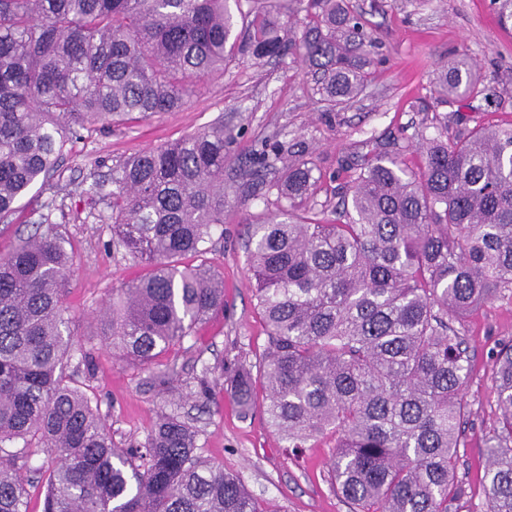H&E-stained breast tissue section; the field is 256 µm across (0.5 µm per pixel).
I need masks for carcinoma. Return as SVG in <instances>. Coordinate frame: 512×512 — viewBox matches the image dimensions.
I'll use <instances>...</instances> for the list:
<instances>
[{"label":"carcinoma","instance_id":"obj_1","mask_svg":"<svg viewBox=\"0 0 512 512\" xmlns=\"http://www.w3.org/2000/svg\"><path fill=\"white\" fill-rule=\"evenodd\" d=\"M303 11L299 33L284 0H0V223L54 177L64 131L172 112L239 56L290 52L322 74L329 105L356 98L374 38L345 0H306ZM434 87L462 100L483 93L466 59L439 69ZM447 132L417 134L418 171L398 150L375 153L347 182L339 224L293 217L316 178L311 160L292 157L282 183L268 184L289 208L248 231L268 329V421L289 448L334 436L328 474L352 512H448L464 494L463 325L474 306L512 292V125ZM230 140L218 121L113 165L112 189L95 181L87 191L111 210L125 257L150 266L101 317L124 360L151 366L224 309V280L178 259L206 253L224 223ZM286 153L293 146L265 143L252 183L265 184ZM74 265L47 216L0 255V512H28L17 463L35 448L47 453L42 512H276L198 453L181 396L144 440L116 446L66 373L78 346L65 299ZM231 372L245 415L252 367ZM222 378L224 363L204 367L197 396L209 399ZM492 382L499 414L483 493L486 512H512V343L499 348Z\"/></svg>","mask_w":512,"mask_h":512}]
</instances>
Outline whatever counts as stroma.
I'll return each mask as SVG.
<instances>
[{
    "mask_svg": "<svg viewBox=\"0 0 512 512\" xmlns=\"http://www.w3.org/2000/svg\"><path fill=\"white\" fill-rule=\"evenodd\" d=\"M347 3L377 39L364 68L363 91L354 100L326 111L309 68L291 54L259 63L247 58L231 62L223 73L201 82L176 111L98 127L68 142L58 185H34L18 202L17 221L0 223V251L5 253L17 245L20 233L39 223L43 204L54 202L52 220L76 256L67 305L77 339L90 353V367L79 371L77 379L115 443L145 438L166 406L167 395L154 381L166 367L174 369L176 391L187 396L206 364L241 360L261 374L267 335L245 241L249 225L264 223L281 206L276 193L252 187L247 174L254 153L266 141L292 143L314 161L317 182L295 213L333 224L340 220L352 164L372 155L376 143L396 141L406 165L416 170L424 158L407 142L422 128L512 124V28L499 26L493 0ZM464 56L480 70L486 89L467 104L433 90L438 68ZM219 120L234 141L224 166L223 230L214 233L204 259L224 278V311L150 368L125 364L105 345L97 313L111 302L113 289L144 274L145 268L112 246V223L98 218L105 207L91 201L85 190L93 180L108 178L119 160ZM463 332L470 346L466 400L471 414L458 450L457 474L465 493L449 504L448 512H484L481 478L498 414L491 369L500 345L512 342V295L473 308ZM264 401V389H257L253 411L245 417L229 390H216L214 401L205 405L188 397L183 411L199 431L202 455L240 474L253 496L277 512H350L328 479L332 438L292 452L270 427Z\"/></svg>",
    "mask_w": 512,
    "mask_h": 512,
    "instance_id": "1",
    "label": "stroma"
}]
</instances>
